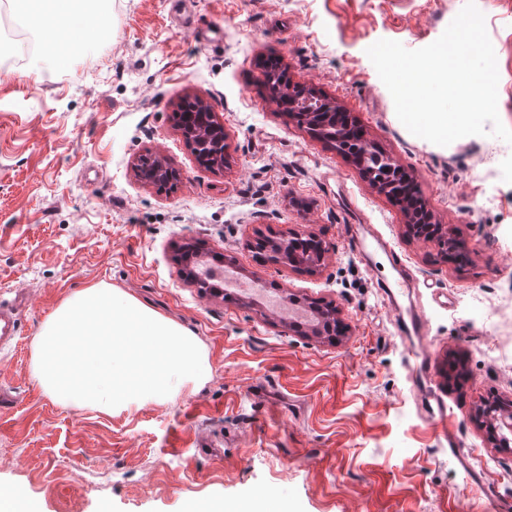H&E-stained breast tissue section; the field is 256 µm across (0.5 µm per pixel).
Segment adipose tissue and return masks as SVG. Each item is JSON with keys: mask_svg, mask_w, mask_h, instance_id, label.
<instances>
[{"mask_svg": "<svg viewBox=\"0 0 512 512\" xmlns=\"http://www.w3.org/2000/svg\"><path fill=\"white\" fill-rule=\"evenodd\" d=\"M35 12L39 26L49 41H57L64 34H75L104 27L103 16L81 7L79 0H26Z\"/></svg>", "mask_w": 512, "mask_h": 512, "instance_id": "ef3b65f1", "label": "adipose tissue"}]
</instances>
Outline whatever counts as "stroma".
<instances>
[{
	"instance_id": "35a3bbf8",
	"label": "stroma",
	"mask_w": 512,
	"mask_h": 512,
	"mask_svg": "<svg viewBox=\"0 0 512 512\" xmlns=\"http://www.w3.org/2000/svg\"><path fill=\"white\" fill-rule=\"evenodd\" d=\"M108 36L56 67L42 34L13 18L0 59V305L18 304L16 343L0 349V486L34 512H190L262 495L286 512H492L512 498V447L477 421L512 399V144L412 135L366 54L381 39L419 49L465 0H110ZM512 128V0H476ZM277 57L291 82L336 102L406 169L436 220L463 243L455 261L408 236L402 209L353 160L312 139L262 91ZM205 99L224 124L229 168L201 166L176 129L179 100ZM162 154L181 178L138 181ZM387 239L415 284L432 370L415 379L396 310L344 227ZM302 230L332 242L314 271L261 261L252 244ZM225 254L258 294L204 292L183 279L185 243ZM125 293L197 336L208 374L164 404L104 413L48 392L35 341L82 288ZM335 302L348 334L290 328L264 294ZM457 413L471 472L421 410L425 389Z\"/></svg>"
}]
</instances>
